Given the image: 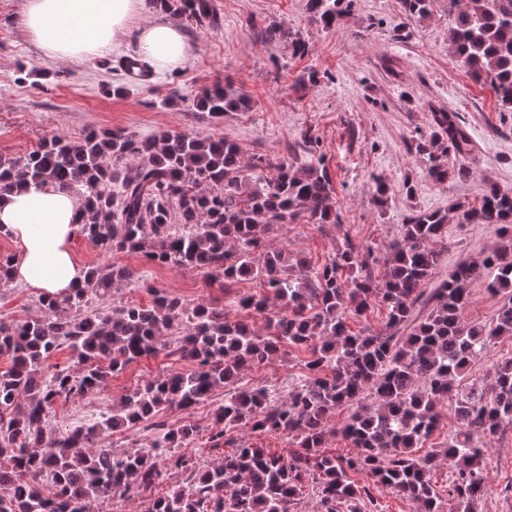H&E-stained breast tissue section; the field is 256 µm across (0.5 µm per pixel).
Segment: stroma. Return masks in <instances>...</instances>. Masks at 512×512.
<instances>
[{
    "mask_svg": "<svg viewBox=\"0 0 512 512\" xmlns=\"http://www.w3.org/2000/svg\"><path fill=\"white\" fill-rule=\"evenodd\" d=\"M218 26L186 21L192 47L178 68L154 70L151 82H129L121 60L137 53L134 39L105 58L60 62L44 55L22 30L25 0H0V156L20 158L42 140L82 137L86 132L123 128L141 138L163 131L235 140L244 157L258 154L294 166L322 162L336 189L340 222L318 229L307 217L288 225L271 245L324 263L344 239L372 247L384 258L406 217L447 209L450 202L478 204L485 183L512 192V112L502 111L492 90L462 75L448 42L454 17L448 0H431L424 18L407 19L398 0H355L352 10L325 29L311 22L306 0H214ZM309 46L293 51L294 38ZM232 81L247 94L241 111L215 122L200 121L194 98L218 81ZM125 86L124 96L111 93ZM457 112L471 134L465 159L470 172L443 183L430 179L415 144L428 137L432 109ZM411 181L413 193L402 184ZM389 187L378 204V183ZM492 225H448L447 247L435 279L463 260L494 249ZM84 266H127L146 287L122 288L114 302L148 303V287L167 290L186 306L224 304L201 273L158 265L140 254H107L89 241L74 243ZM37 290L0 282V317L34 316ZM305 350L284 361L246 372L244 387L288 385L303 378ZM184 362L160 354L131 364L104 391L57 405L50 424L64 429L99 420L112 400L162 371ZM489 490L478 512H512V429L502 431L485 453Z\"/></svg>",
    "mask_w": 512,
    "mask_h": 512,
    "instance_id": "35a3bbf8",
    "label": "stroma"
}]
</instances>
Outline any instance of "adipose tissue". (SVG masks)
Segmentation results:
<instances>
[{
  "instance_id": "1",
  "label": "adipose tissue",
  "mask_w": 512,
  "mask_h": 512,
  "mask_svg": "<svg viewBox=\"0 0 512 512\" xmlns=\"http://www.w3.org/2000/svg\"><path fill=\"white\" fill-rule=\"evenodd\" d=\"M144 0H26L22 26L51 58L70 61L104 54L121 37L134 34L138 50L159 68L186 62L191 47L177 19L130 29ZM78 199L52 187H30L0 199V224L18 246L14 282L59 295L82 285L86 268L73 252Z\"/></svg>"
}]
</instances>
